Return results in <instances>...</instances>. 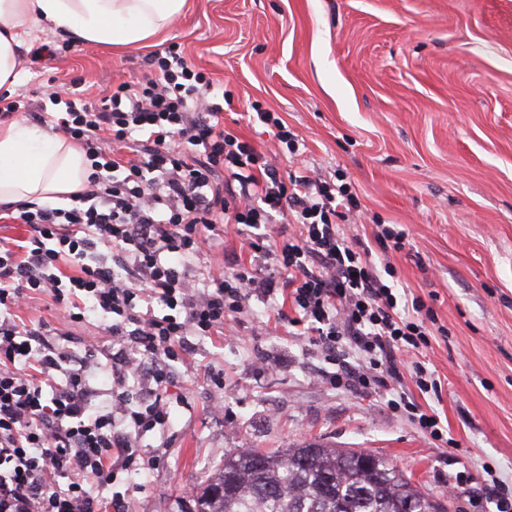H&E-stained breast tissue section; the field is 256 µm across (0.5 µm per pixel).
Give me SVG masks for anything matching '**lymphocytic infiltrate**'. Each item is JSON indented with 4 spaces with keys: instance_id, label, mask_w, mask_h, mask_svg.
<instances>
[{
    "instance_id": "obj_1",
    "label": "lymphocytic infiltrate",
    "mask_w": 512,
    "mask_h": 512,
    "mask_svg": "<svg viewBox=\"0 0 512 512\" xmlns=\"http://www.w3.org/2000/svg\"><path fill=\"white\" fill-rule=\"evenodd\" d=\"M218 97L173 45L100 104L51 93L65 107L54 131L82 146L91 172L71 207L17 204L26 240L0 236V512H127L123 494L101 492L156 463L141 440L169 422L172 363L252 301L327 353L354 344L369 363L346 368L360 393L396 376V352L426 344L421 304L401 312L387 282L393 265L345 234L349 188L307 167L280 174L225 131ZM228 224L244 227L250 262L214 258ZM35 294L50 298L51 320H17ZM89 310L119 346L100 404L89 375L102 345H67Z\"/></svg>"
}]
</instances>
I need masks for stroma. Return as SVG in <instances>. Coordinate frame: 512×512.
Here are the masks:
<instances>
[{"instance_id":"stroma-1","label":"stroma","mask_w":512,"mask_h":512,"mask_svg":"<svg viewBox=\"0 0 512 512\" xmlns=\"http://www.w3.org/2000/svg\"><path fill=\"white\" fill-rule=\"evenodd\" d=\"M165 42L223 83L226 131L265 150L247 114L278 113L299 147L278 169L349 185L361 219L347 235L377 255L379 225L406 229L408 245L389 257L397 292L430 309L439 331L400 378L444 438L386 398L332 384L337 365L284 328L196 336L173 368L184 406L142 439L168 437L164 456L116 488L129 512H187L184 488L201 487L225 454L308 442L378 455L448 512H488L479 481L512 488V0H187ZM43 43L57 56L20 64L12 94L30 113L53 111L60 87L100 100L154 51L34 28L30 47ZM420 366L437 392L417 388Z\"/></svg>"}]
</instances>
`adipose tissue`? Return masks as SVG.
I'll return each instance as SVG.
<instances>
[{"mask_svg":"<svg viewBox=\"0 0 512 512\" xmlns=\"http://www.w3.org/2000/svg\"><path fill=\"white\" fill-rule=\"evenodd\" d=\"M186 0H0V94L12 92L31 30L50 25L74 41L124 49L164 33ZM90 163L79 144L23 119L0 124V204H63Z\"/></svg>","mask_w":512,"mask_h":512,"instance_id":"adipose-tissue-1","label":"adipose tissue"}]
</instances>
